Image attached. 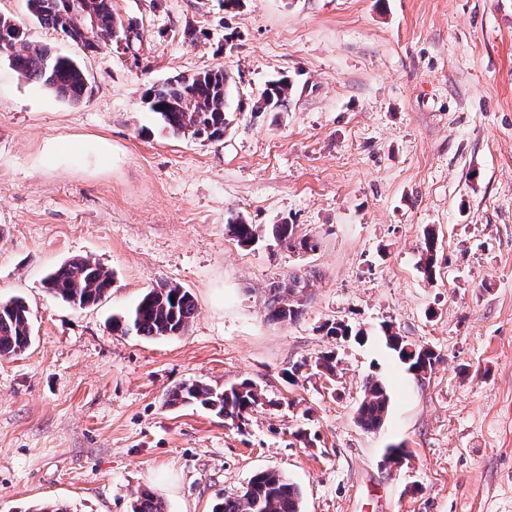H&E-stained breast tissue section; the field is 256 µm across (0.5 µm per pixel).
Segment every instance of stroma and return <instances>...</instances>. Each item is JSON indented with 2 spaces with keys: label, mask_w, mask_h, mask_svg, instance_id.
Wrapping results in <instances>:
<instances>
[{
  "label": "stroma",
  "mask_w": 512,
  "mask_h": 512,
  "mask_svg": "<svg viewBox=\"0 0 512 512\" xmlns=\"http://www.w3.org/2000/svg\"><path fill=\"white\" fill-rule=\"evenodd\" d=\"M113 6L144 27L137 55L0 0L91 87L63 100L0 58V299L33 325L26 353L0 357V512H130L146 490L166 512H211L262 469L301 488L304 512H512V0ZM218 67L234 78L223 141L162 133L147 89ZM281 74L287 110L253 112ZM235 215L294 224L317 249L242 246ZM78 255L114 274L86 309L43 286ZM299 270L315 273L302 316L268 320L269 284ZM162 282L194 296L184 335L113 330ZM336 319L367 342L325 335ZM385 321L438 354L423 379L385 348ZM329 351L330 379L315 367ZM369 375L391 394L374 432L355 421ZM241 378L265 399L244 425L166 403L181 382ZM394 442L408 454L388 468ZM438 236L433 229H428L424 235L420 254V270L424 278L431 282L435 276L436 254L438 251Z\"/></svg>",
  "instance_id": "35a3bbf8"
}]
</instances>
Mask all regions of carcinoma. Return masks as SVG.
I'll return each instance as SVG.
<instances>
[{
  "instance_id": "carcinoma-1",
  "label": "carcinoma",
  "mask_w": 512,
  "mask_h": 512,
  "mask_svg": "<svg viewBox=\"0 0 512 512\" xmlns=\"http://www.w3.org/2000/svg\"><path fill=\"white\" fill-rule=\"evenodd\" d=\"M27 9L36 20L60 31L68 39L86 49L98 48L97 38L112 36L117 31L131 33L133 51H138L143 34L138 23L124 21L115 12L112 0H26ZM97 18V26L81 31L82 14ZM9 45L0 47L12 59V69L56 96L73 102L87 94V80L82 67L73 58L46 47L19 45L23 31L15 21L0 15V37ZM231 74L223 69H209L191 76H176L147 90L145 103L155 115L161 130L173 137L201 142L219 143L232 119L228 102L232 93ZM292 84L283 76L269 81L252 105L253 112H282L287 108ZM227 229L243 246L272 239L280 244L313 251L317 244L306 237H297L293 224H250L237 215L227 219ZM438 236L429 229L424 235L420 254V270L427 281L435 276ZM310 275L293 273L274 281L268 288L267 318L276 322H293L302 314L298 295L308 290ZM113 274L88 257H74L50 272L46 288L74 308L85 309L100 303L112 289ZM196 312L191 292L176 283H160L146 289L137 304L123 317L114 319L125 333L146 338L181 336L189 328ZM330 336H365L366 330L343 320L323 325ZM385 346L411 373L432 369L439 355L430 347L416 346L400 340L393 333V324L381 326ZM32 344V321L24 301L14 298L0 301V357L24 354ZM262 399V392L243 379L223 386L200 381H185L168 393L167 404L193 405L215 415L220 413L245 423L248 412ZM391 396L378 378L366 377L362 396L355 411L358 425L369 432L380 429L389 413ZM162 497L142 492L131 504V512H165ZM211 512H303L300 487L283 474L266 469L249 488L235 496L215 501Z\"/></svg>"
}]
</instances>
